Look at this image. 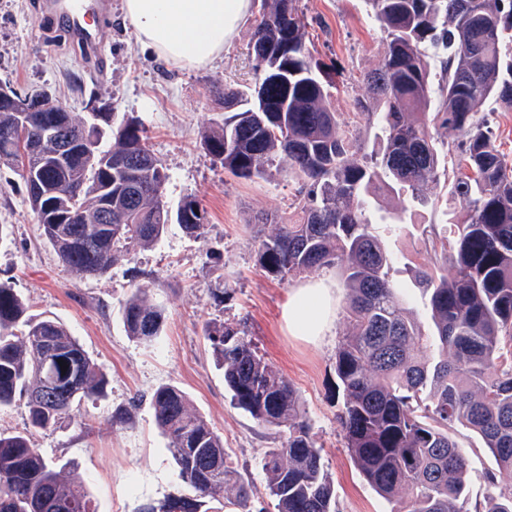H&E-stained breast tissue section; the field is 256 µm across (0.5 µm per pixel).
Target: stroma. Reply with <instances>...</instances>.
Returning a JSON list of instances; mask_svg holds the SVG:
<instances>
[{
	"label": "stroma",
	"mask_w": 512,
	"mask_h": 512,
	"mask_svg": "<svg viewBox=\"0 0 512 512\" xmlns=\"http://www.w3.org/2000/svg\"><path fill=\"white\" fill-rule=\"evenodd\" d=\"M30 2L0 0V82L22 93L55 94L80 117L87 116L93 102L102 101L114 109L117 120L137 118L165 168L169 205L193 198L208 217L201 236L169 225L151 247L119 259L104 275L82 277L60 262L43 237L19 169L0 166V225L7 233L0 242V281L23 297L29 314L62 321L109 380L104 399L85 403L76 418L59 428L35 434L34 446L64 475L84 480L97 512H138L143 504L183 493L149 404L157 386L171 384L185 391L191 409L223 436L234 468L257 489L254 512H277L265 491L260 463L266 449L281 446L286 432L260 426L232 403L224 370L204 336L207 322L241 323L260 353L297 391L336 489V512H391L392 503L354 466L338 419L336 351L349 330L341 306H334L318 339L289 335L281 308L291 286L305 278L282 283L257 264L254 223L262 217L285 222L295 215L298 184L288 174L287 157L279 158L270 177L241 178L224 170L202 144L204 131L224 121L216 87L254 81L249 42L263 0H252L223 55L200 68L164 64L143 48L123 19V0H112L111 16L97 20L92 57L65 39L61 15L36 14ZM299 6L307 18L308 48L336 67L332 102L340 121L357 124L363 153L373 154L378 148L375 129L365 116L356 115L354 100L364 96V78L382 59L379 24L365 0H300ZM427 195L431 205L414 212H406V196L391 194L370 213L398 258L393 278L422 322L427 316L408 265L433 259L430 225L445 224L450 215L459 223L466 218L447 183ZM400 212L408 225L397 235L387 222ZM140 285L147 286L150 301L165 314L164 332L151 346L131 339L122 319L128 298ZM125 410L130 419L119 421L118 413ZM457 441L469 460L471 501L482 502L492 462L467 430H459Z\"/></svg>",
	"instance_id": "35a3bbf8"
}]
</instances>
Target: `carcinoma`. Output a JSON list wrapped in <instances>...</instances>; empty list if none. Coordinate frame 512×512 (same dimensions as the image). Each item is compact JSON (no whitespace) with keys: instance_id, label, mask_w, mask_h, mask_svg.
<instances>
[{"instance_id":"obj_1","label":"carcinoma","mask_w":512,"mask_h":512,"mask_svg":"<svg viewBox=\"0 0 512 512\" xmlns=\"http://www.w3.org/2000/svg\"><path fill=\"white\" fill-rule=\"evenodd\" d=\"M264 2L250 39L255 81L218 89L224 124L203 145L239 177L265 178L278 156L290 161L298 216L269 233L260 225L258 265L280 282L339 269L352 326L336 353L340 421L367 483L395 503L394 512H470L458 428L482 441L495 468L512 471V165L478 117L491 100L512 108V0H366L384 34L382 62L355 102L361 114L377 118L381 133L382 148L369 157L359 154L360 131L339 122L332 74L306 45L297 0ZM430 48L443 53L436 87ZM63 108L46 93L43 111L22 120L0 110V166L39 164L54 115L75 139L87 128L98 136L99 124L114 120L112 112H92L83 121ZM431 122L463 137V166L450 190L468 219L439 239L452 275L436 261L414 272L432 324L427 334L392 279L396 258L367 211L385 193L429 203L424 189L445 175ZM44 176L40 194L25 183L29 206L59 260L81 276L105 274L118 256L154 244L172 222L191 236L208 223L192 198L169 208L167 174L133 118L112 128L110 148L92 159L47 163ZM109 196L112 223L103 224L99 213ZM59 214L66 220L55 222ZM123 322L128 336L150 346L165 315L137 287ZM204 335L224 366L233 404L264 427L288 430L281 447L262 458L277 512H336L322 449L288 379L241 325L210 321ZM416 348L431 355L419 358ZM107 387V375L64 323L28 315L21 295L0 282V408L20 404L25 413L22 430L0 433V512H95L81 479L64 478L32 436L75 418L84 402L105 398ZM150 403L186 492L140 512H251L256 488L229 462L224 438L189 409L187 394L162 384ZM486 480L490 492L475 512H512V493L497 490L496 473L487 471ZM231 487L234 501L226 505Z\"/></svg>"}]
</instances>
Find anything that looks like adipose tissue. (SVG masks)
I'll return each mask as SVG.
<instances>
[{"instance_id":"ef3b65f1","label":"adipose tissue","mask_w":512,"mask_h":512,"mask_svg":"<svg viewBox=\"0 0 512 512\" xmlns=\"http://www.w3.org/2000/svg\"><path fill=\"white\" fill-rule=\"evenodd\" d=\"M250 6L251 0H123L138 42L167 64L189 68L207 66L223 54ZM333 304V290L324 281L290 289L282 312L287 332L321 335Z\"/></svg>"}]
</instances>
